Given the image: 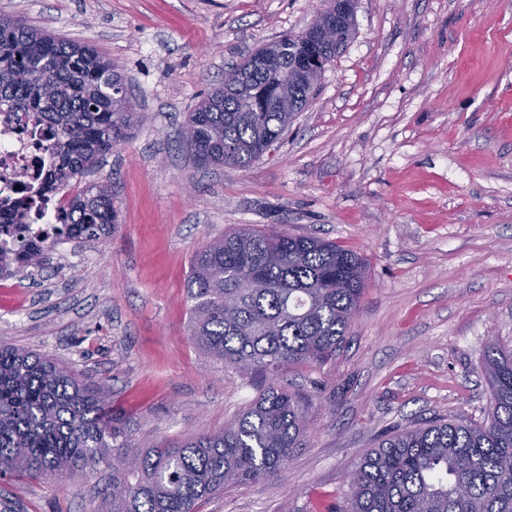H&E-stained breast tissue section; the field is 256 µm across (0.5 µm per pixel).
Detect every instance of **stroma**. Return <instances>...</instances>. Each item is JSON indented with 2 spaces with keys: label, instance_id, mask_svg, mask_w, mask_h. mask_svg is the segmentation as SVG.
<instances>
[{
  "label": "stroma",
  "instance_id": "stroma-1",
  "mask_svg": "<svg viewBox=\"0 0 512 512\" xmlns=\"http://www.w3.org/2000/svg\"><path fill=\"white\" fill-rule=\"evenodd\" d=\"M322 0H0L121 68L143 115L85 174L117 224L58 238L48 263L0 288V340L107 387L130 437L213 432L266 384L203 353L190 332L194 253L246 224L343 245L367 263L335 357L281 385L307 400V447L274 479L199 512H333L378 439L434 416L481 417L479 369L512 347V0H358L355 35L285 138L250 168L201 166L178 141L228 66L304 30ZM112 467L0 478V512H90Z\"/></svg>",
  "mask_w": 512,
  "mask_h": 512
}]
</instances>
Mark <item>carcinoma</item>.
Segmentation results:
<instances>
[{
	"mask_svg": "<svg viewBox=\"0 0 512 512\" xmlns=\"http://www.w3.org/2000/svg\"><path fill=\"white\" fill-rule=\"evenodd\" d=\"M356 4L330 5L323 39L310 26L288 40V57L267 68L248 55L188 113L180 143L203 165L248 168L263 140H281L313 97L319 72L295 57L312 48L329 60L355 32ZM0 112H23L42 128L53 163L38 189L12 205V249L0 248V275L41 268L49 234H29L33 208L84 176L140 122L127 83L95 47L0 15ZM112 185L92 183L55 211V235L98 240L112 233ZM366 287L365 262L340 244L285 228H241L191 259V336L227 366L269 376L258 397L224 429L181 442L129 439L105 399L58 362L0 343V475L50 478L112 462L106 512H197L224 488L277 476L309 439L304 399L275 382L299 363L336 355ZM479 370L491 397L478 420L434 418L397 430L354 465L356 481L338 512H512V349L490 340Z\"/></svg>",
	"mask_w": 512,
	"mask_h": 512,
	"instance_id": "cac0c4a2",
	"label": "carcinoma"
}]
</instances>
